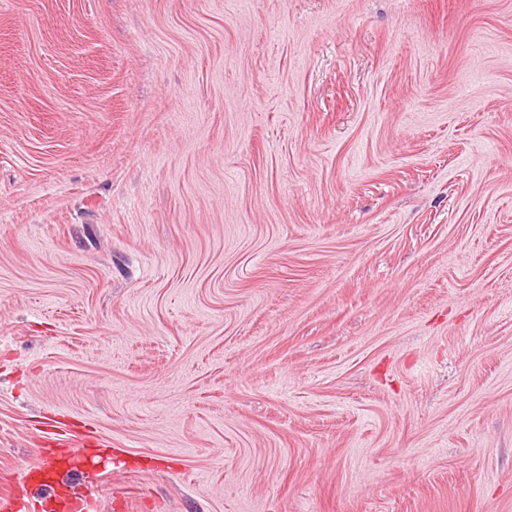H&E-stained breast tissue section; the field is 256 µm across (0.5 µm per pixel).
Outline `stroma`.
Instances as JSON below:
<instances>
[{
  "label": "stroma",
  "mask_w": 512,
  "mask_h": 512,
  "mask_svg": "<svg viewBox=\"0 0 512 512\" xmlns=\"http://www.w3.org/2000/svg\"><path fill=\"white\" fill-rule=\"evenodd\" d=\"M51 419L91 512H512V0H0L27 512Z\"/></svg>",
  "instance_id": "obj_1"
}]
</instances>
